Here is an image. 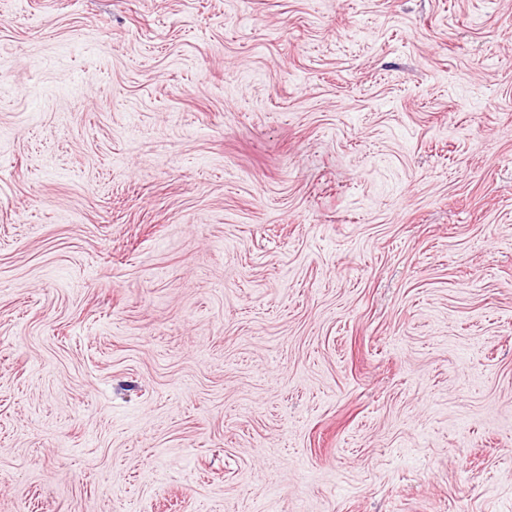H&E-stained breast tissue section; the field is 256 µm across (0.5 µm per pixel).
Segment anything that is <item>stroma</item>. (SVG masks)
<instances>
[{
  "instance_id": "stroma-1",
  "label": "stroma",
  "mask_w": 512,
  "mask_h": 512,
  "mask_svg": "<svg viewBox=\"0 0 512 512\" xmlns=\"http://www.w3.org/2000/svg\"><path fill=\"white\" fill-rule=\"evenodd\" d=\"M0 512H512V0H0Z\"/></svg>"
}]
</instances>
